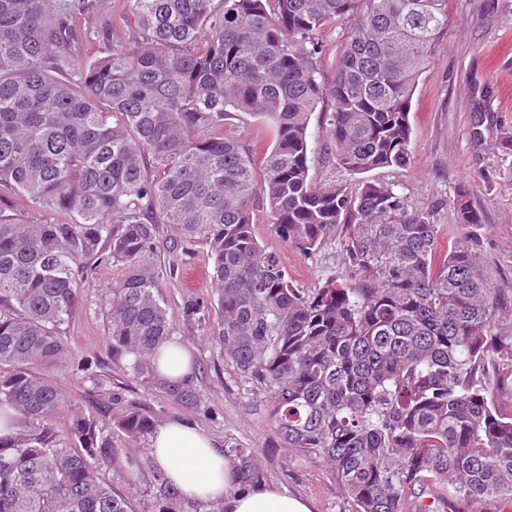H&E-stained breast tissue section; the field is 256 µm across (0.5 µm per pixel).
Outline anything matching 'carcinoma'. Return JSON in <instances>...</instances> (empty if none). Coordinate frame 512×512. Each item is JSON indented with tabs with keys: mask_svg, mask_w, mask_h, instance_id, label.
I'll use <instances>...</instances> for the list:
<instances>
[{
	"mask_svg": "<svg viewBox=\"0 0 512 512\" xmlns=\"http://www.w3.org/2000/svg\"><path fill=\"white\" fill-rule=\"evenodd\" d=\"M132 45L77 74L78 39L57 0H0V512H130L101 472L154 421L75 416L42 373L66 360L79 303L75 267L122 270L106 309L112 361L150 384L170 340L159 225L200 240L212 261V339L240 374L272 388L268 419L291 451L320 458L356 512L512 506V411L494 401L512 330L470 236L410 211L391 187L353 195L309 179L308 126L325 93L328 142L347 170L405 166L410 110L448 0H127ZM352 20L333 86L318 81L315 32ZM244 112L272 125L256 160L224 133ZM155 171L149 172L148 163ZM262 196L282 241L312 253L343 226L351 278L299 288L258 240ZM457 226L478 223L454 201ZM233 486L261 476L253 448L224 442ZM158 512L181 494L156 477ZM431 503L412 500L416 487Z\"/></svg>",
	"mask_w": 512,
	"mask_h": 512,
	"instance_id": "obj_1",
	"label": "carcinoma"
}]
</instances>
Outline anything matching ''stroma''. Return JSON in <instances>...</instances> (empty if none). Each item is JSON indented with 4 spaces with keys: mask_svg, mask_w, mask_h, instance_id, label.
<instances>
[{
    "mask_svg": "<svg viewBox=\"0 0 512 512\" xmlns=\"http://www.w3.org/2000/svg\"><path fill=\"white\" fill-rule=\"evenodd\" d=\"M85 2L88 10L80 22L87 29V40L81 57L133 40L135 29L123 19L124 0ZM334 109V100L327 95L310 117L311 182L320 187L342 184L352 191L365 179L384 183L404 197L409 209L447 226L456 223L454 199L465 193L479 215L478 224L466 233L476 241L492 287L512 301V147L503 143L504 135L512 134V0H448V25L435 42L412 100L407 167L378 168L363 176L342 167L325 148ZM224 128L257 153L272 146L266 120L232 112L225 117ZM253 214L257 237L280 254L298 287L312 288L331 276L347 277L342 230H334L318 250L307 254L274 235L262 197L254 198ZM157 246L163 265L174 268L173 276L165 280L164 294L173 340L194 359L188 382L197 395L196 404L182 403L167 387L145 384L113 365L105 307L121 272L106 261L83 262L78 274L80 304L64 327L70 359L51 372L65 398L57 418L60 434H67L75 412L98 420L137 408L160 424L186 420L217 442L231 438L255 448L261 483L309 500L313 512H355L353 501L321 460L284 448L267 418L269 389L242 377L225 361L212 341L211 317L186 315L187 302L206 304L212 298L205 244L185 241L164 224ZM85 361L92 367L83 372L78 365ZM148 444L144 437L133 446L137 474L124 468L104 473L113 490L129 499L132 512L155 510L156 482Z\"/></svg>",
    "mask_w": 512,
    "mask_h": 512,
    "instance_id": "1",
    "label": "stroma"
}]
</instances>
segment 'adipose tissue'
I'll use <instances>...</instances> for the list:
<instances>
[{
    "label": "adipose tissue",
    "instance_id": "adipose-tissue-1",
    "mask_svg": "<svg viewBox=\"0 0 512 512\" xmlns=\"http://www.w3.org/2000/svg\"><path fill=\"white\" fill-rule=\"evenodd\" d=\"M149 456L157 471L184 498L215 504L218 512H311L308 502L262 484L248 491L232 486L233 464L223 448L197 426L175 420L150 438Z\"/></svg>",
    "mask_w": 512,
    "mask_h": 512
}]
</instances>
